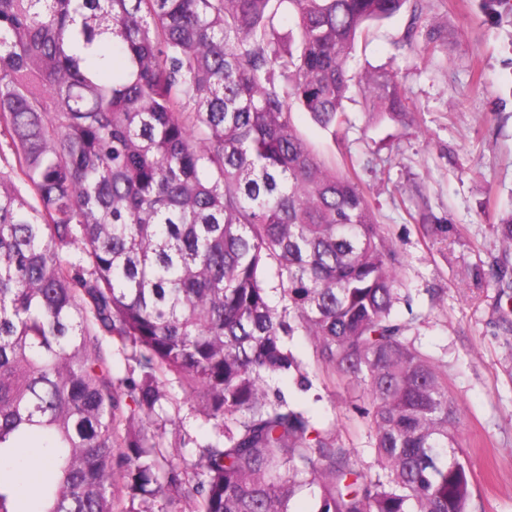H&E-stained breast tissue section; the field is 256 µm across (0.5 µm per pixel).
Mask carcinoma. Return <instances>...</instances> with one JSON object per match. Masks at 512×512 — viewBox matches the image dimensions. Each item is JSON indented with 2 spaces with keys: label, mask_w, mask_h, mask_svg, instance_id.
<instances>
[{
  "label": "carcinoma",
  "mask_w": 512,
  "mask_h": 512,
  "mask_svg": "<svg viewBox=\"0 0 512 512\" xmlns=\"http://www.w3.org/2000/svg\"><path fill=\"white\" fill-rule=\"evenodd\" d=\"M409 0H0V512H468L448 376L404 335L398 252L336 134L358 88L408 115L392 71L345 68ZM293 20L288 48L275 41ZM504 295L512 270L491 269ZM363 385L376 468L266 379L310 381L285 337ZM106 336L137 380L112 377ZM169 373L212 435L180 467L149 422Z\"/></svg>",
  "instance_id": "obj_1"
}]
</instances>
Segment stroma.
I'll return each mask as SVG.
<instances>
[{"mask_svg": "<svg viewBox=\"0 0 512 512\" xmlns=\"http://www.w3.org/2000/svg\"><path fill=\"white\" fill-rule=\"evenodd\" d=\"M357 43L350 72L391 68L411 111L409 123L372 124L362 101L346 104L348 130L330 134L308 113L294 121L320 153L352 158L384 233L401 256L398 304L406 335L448 373V389L464 419L460 444L473 470L469 512H512V300L477 281L505 249L496 232L512 211V0L488 13L484 0H418ZM435 38L433 56L423 53ZM426 200L446 230L426 233L413 220ZM312 383L270 380L272 391L309 411L338 443L372 464V438L359 416L369 396L333 366L317 360L306 337L290 338ZM167 397L159 422L146 426L176 460H192L186 439L205 440L204 407L174 375L161 378Z\"/></svg>", "mask_w": 512, "mask_h": 512, "instance_id": "stroma-1", "label": "stroma"}]
</instances>
